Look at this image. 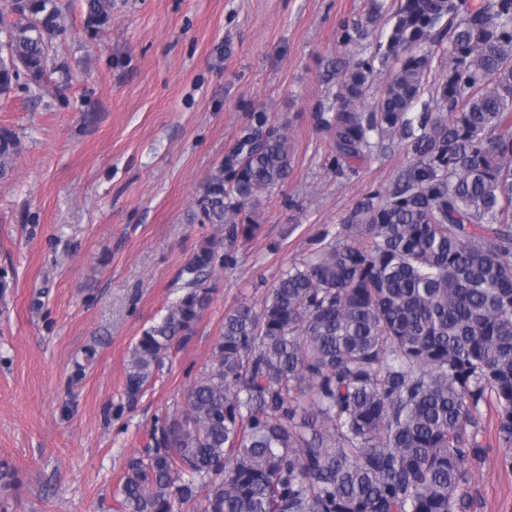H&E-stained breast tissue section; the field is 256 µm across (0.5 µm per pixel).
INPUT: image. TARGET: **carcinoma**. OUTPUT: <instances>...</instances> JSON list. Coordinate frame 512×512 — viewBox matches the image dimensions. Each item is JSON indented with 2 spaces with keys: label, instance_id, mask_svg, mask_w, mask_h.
I'll use <instances>...</instances> for the list:
<instances>
[{
  "label": "carcinoma",
  "instance_id": "carcinoma-1",
  "mask_svg": "<svg viewBox=\"0 0 512 512\" xmlns=\"http://www.w3.org/2000/svg\"><path fill=\"white\" fill-rule=\"evenodd\" d=\"M86 28L112 21L114 0H83ZM0 95L22 78L69 85L56 62L67 34L60 0H5ZM447 72L440 113L415 133L434 48ZM395 63L371 109L375 64ZM333 113L318 114L336 162L387 139H412L404 182L367 197L321 246L281 273L261 311L224 315L186 409L127 460L117 512H471L470 466L486 453L481 408L493 405L512 445V0H398L386 43L342 74ZM21 140L0 127V179ZM288 137L265 112L224 155L193 219L224 228L178 275L181 294L130 353L125 393L187 343L207 307L211 270L258 230L246 204L283 184Z\"/></svg>",
  "mask_w": 512,
  "mask_h": 512
}]
</instances>
